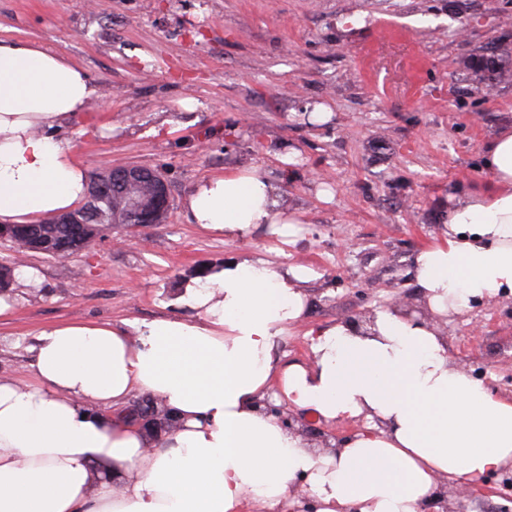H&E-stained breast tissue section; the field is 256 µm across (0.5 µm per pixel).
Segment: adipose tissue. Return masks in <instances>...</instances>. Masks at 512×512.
I'll use <instances>...</instances> for the list:
<instances>
[{"instance_id": "adipose-tissue-1", "label": "adipose tissue", "mask_w": 512, "mask_h": 512, "mask_svg": "<svg viewBox=\"0 0 512 512\" xmlns=\"http://www.w3.org/2000/svg\"><path fill=\"white\" fill-rule=\"evenodd\" d=\"M101 92L50 49L0 39V225L76 208L86 168L63 131ZM482 191L457 198L443 243L418 251L430 310L512 295V128L487 144ZM276 186L253 170L198 183L188 223L229 240L287 236ZM303 266L243 255L180 284L190 319L162 316L42 328L31 382L0 377V512H280L293 488L315 512H421L444 477L474 485L512 463V401L451 366L448 342L396 308L374 332L309 329L311 363H282L277 341L309 309ZM161 399L178 429L155 441L104 408ZM325 423L364 419L340 450L317 452L267 402Z\"/></svg>"}]
</instances>
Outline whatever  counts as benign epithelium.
<instances>
[{
    "mask_svg": "<svg viewBox=\"0 0 512 512\" xmlns=\"http://www.w3.org/2000/svg\"><path fill=\"white\" fill-rule=\"evenodd\" d=\"M121 195L143 224H160L168 216L171 209V194L167 180L156 169L142 165H118L92 175L88 184L87 203L72 213H65L48 220L50 224H71L84 229V233L76 236L63 246L46 249L24 239L14 227H0V241H9L25 252L43 255L66 257L81 252L92 245L98 238L104 236L100 232L99 223L103 213L99 204L112 200V196ZM271 413L288 425V429L296 430L304 435H320L322 431L308 427L298 417L294 416L285 406L268 404ZM123 415L152 437L159 439L166 435L161 428L159 416L141 417L129 410Z\"/></svg>",
    "mask_w": 512,
    "mask_h": 512,
    "instance_id": "benign-epithelium-1",
    "label": "benign epithelium"
}]
</instances>
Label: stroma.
<instances>
[{"mask_svg":"<svg viewBox=\"0 0 512 512\" xmlns=\"http://www.w3.org/2000/svg\"><path fill=\"white\" fill-rule=\"evenodd\" d=\"M27 39L80 65L102 97L67 132L95 173L160 170L167 220L116 227L66 258L0 241V265L35 268L0 317V376L31 379L36 333L80 321L188 317L174 290L200 266L259 254L302 265L305 326L283 362L311 358L306 325L339 322L415 291L413 259L443 241L455 196L491 178L488 141L512 126V82L476 86L462 59L512 43V0H0V39ZM196 99L195 111L179 107ZM327 121H309L317 106ZM292 163H285V155ZM254 169L299 223L230 241L188 223L200 181ZM453 366L512 399V298L471 304L447 331ZM454 512H512V479L488 476Z\"/></svg>","mask_w":512,"mask_h":512,"instance_id":"35a3bbf8","label":"stroma"}]
</instances>
